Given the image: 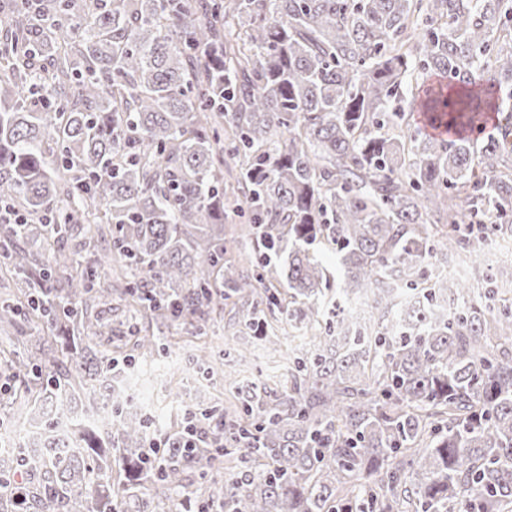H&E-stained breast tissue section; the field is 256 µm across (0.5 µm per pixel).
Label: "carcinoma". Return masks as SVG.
Here are the masks:
<instances>
[{"label":"carcinoma","instance_id":"1","mask_svg":"<svg viewBox=\"0 0 512 512\" xmlns=\"http://www.w3.org/2000/svg\"><path fill=\"white\" fill-rule=\"evenodd\" d=\"M415 80L431 127L401 110ZM252 216L254 269L224 263V150ZM0 201L55 242L112 225L121 295L192 319L236 298L256 332L301 324L288 387L252 385L148 448L119 366L13 347L0 394V512H512V303L432 273L443 252L512 240V0H9L0 15ZM25 224L0 253L25 279L0 322L77 339L81 253L39 264ZM336 296L374 295L377 328L313 334ZM413 285L395 308L385 284ZM55 281L57 287L47 283ZM455 308L440 313V302ZM142 360L170 350L145 334ZM204 482L187 489L186 473Z\"/></svg>","mask_w":512,"mask_h":512}]
</instances>
